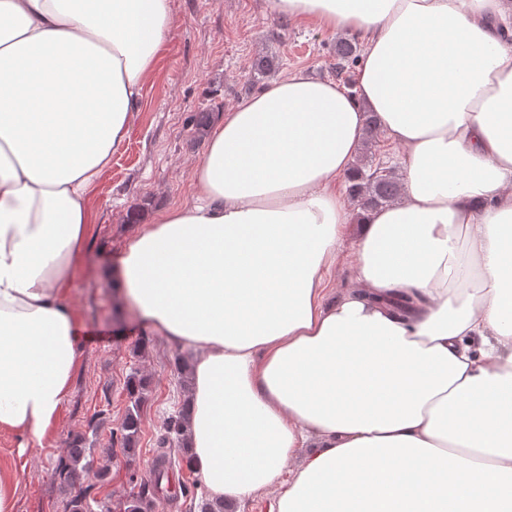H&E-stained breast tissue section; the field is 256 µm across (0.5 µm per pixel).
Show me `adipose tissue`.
Here are the masks:
<instances>
[{"instance_id": "ef3b65f1", "label": "adipose tissue", "mask_w": 512, "mask_h": 512, "mask_svg": "<svg viewBox=\"0 0 512 512\" xmlns=\"http://www.w3.org/2000/svg\"><path fill=\"white\" fill-rule=\"evenodd\" d=\"M267 8L355 35L357 94L296 69L225 111L192 203L139 222L110 282L194 352V474L271 512H512V8ZM173 23V0H0V430L41 439L68 394L89 190ZM369 112L404 196L362 214L332 299ZM355 226L349 225L347 236L340 245L339 261L330 273L329 288H332V297L338 296L345 288L351 286L349 263L352 259V250L350 240L356 230Z\"/></svg>"}]
</instances>
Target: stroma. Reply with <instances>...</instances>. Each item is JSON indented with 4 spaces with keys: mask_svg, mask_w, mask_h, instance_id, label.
<instances>
[{
    "mask_svg": "<svg viewBox=\"0 0 512 512\" xmlns=\"http://www.w3.org/2000/svg\"><path fill=\"white\" fill-rule=\"evenodd\" d=\"M174 13L142 110L92 192L87 249L68 288L82 336L67 397L42 441L0 430V471L10 472L16 486L12 512H64L65 492L53 472L77 436L85 437L107 470L105 479L86 478L88 495L111 512H121L124 499L148 485L152 512H199L204 491L189 467L153 482L157 441L189 394L175 360H191L192 354L142 327L104 271L117 265L132 230L128 212L146 215L191 202V173L205 138L195 133L189 116L209 112L221 118L295 69L334 79L337 36L271 14L266 0H174ZM135 371L149 377L150 388L139 442L129 455L113 443L112 431L128 404L124 382Z\"/></svg>",
    "mask_w": 512,
    "mask_h": 512,
    "instance_id": "stroma-1",
    "label": "stroma"
}]
</instances>
